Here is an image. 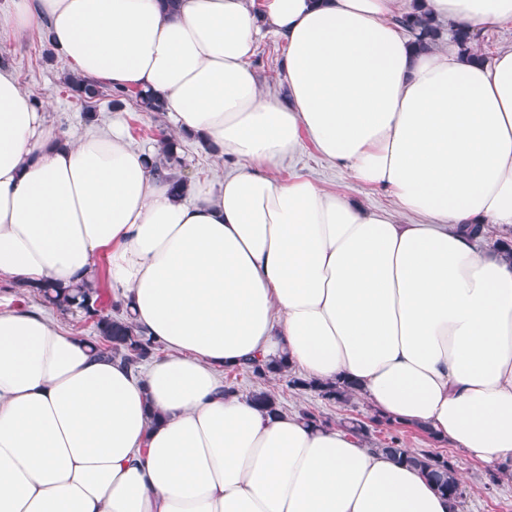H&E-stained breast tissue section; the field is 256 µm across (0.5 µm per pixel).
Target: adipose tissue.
<instances>
[{"label": "adipose tissue", "mask_w": 512, "mask_h": 512, "mask_svg": "<svg viewBox=\"0 0 512 512\" xmlns=\"http://www.w3.org/2000/svg\"><path fill=\"white\" fill-rule=\"evenodd\" d=\"M414 0H11L74 75L157 97L232 161L184 196L122 129L61 136L0 67V277L95 276L163 356L133 373L39 312L0 303V512H453L366 439L225 393L286 357L351 384L491 470L512 460V50L485 62L405 37ZM449 27L512 0H424ZM285 45L283 96L251 66ZM395 212L297 176L301 138Z\"/></svg>", "instance_id": "1"}]
</instances>
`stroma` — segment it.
<instances>
[{
	"instance_id": "35a3bbf8",
	"label": "stroma",
	"mask_w": 512,
	"mask_h": 512,
	"mask_svg": "<svg viewBox=\"0 0 512 512\" xmlns=\"http://www.w3.org/2000/svg\"><path fill=\"white\" fill-rule=\"evenodd\" d=\"M284 54V44L275 35L267 33L259 38L251 65L267 92L278 94L282 91L280 80ZM0 58L16 74L32 99L47 104L51 123L64 136L81 134L91 125L102 127L118 123L124 126L133 146L151 152L159 145L160 132L172 129L166 114L141 111L132 99L119 110L112 109L107 100H100L95 117L86 119L83 105L71 96L64 83L65 76L71 72L69 62L48 48L37 30L18 36L9 29H1ZM178 153L183 160L181 172L188 178L217 181L224 174L222 160L205 149L198 137L179 136ZM293 175L307 177L324 187L348 194L369 208L391 210L395 207L389 191L357 185L346 172L324 159L306 139L301 141L296 153L279 172L283 179ZM225 379L245 397L260 387L275 392L287 411H310L333 424L344 418L361 420L370 427V442L374 447H381L389 434L387 426L375 424L376 413L362 398L354 397L345 403L329 401L311 391L288 388L285 378L280 376L260 381L251 375L233 372L226 374ZM401 433L408 448L444 455L455 470L464 475L467 495L458 512H512V476L488 470L463 449L447 441L433 440L421 429L405 426Z\"/></svg>"
}]
</instances>
